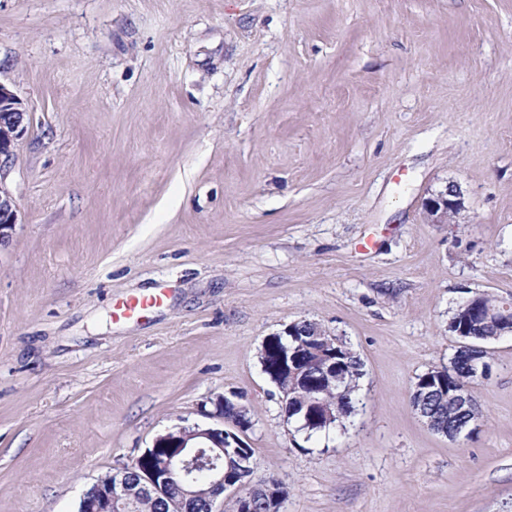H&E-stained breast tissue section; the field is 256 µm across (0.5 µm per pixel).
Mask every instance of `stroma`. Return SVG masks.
I'll return each mask as SVG.
<instances>
[{"mask_svg":"<svg viewBox=\"0 0 512 512\" xmlns=\"http://www.w3.org/2000/svg\"><path fill=\"white\" fill-rule=\"evenodd\" d=\"M0 83L29 116L0 512H77L230 392L282 512H512V337L471 437L409 402L462 299L512 298V0H0ZM449 185L463 210L429 223ZM301 319L364 364L354 426L312 440L258 359Z\"/></svg>","mask_w":512,"mask_h":512,"instance_id":"obj_1","label":"stroma"}]
</instances>
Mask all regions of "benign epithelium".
I'll return each mask as SVG.
<instances>
[{"label": "benign epithelium", "mask_w": 512, "mask_h": 512, "mask_svg": "<svg viewBox=\"0 0 512 512\" xmlns=\"http://www.w3.org/2000/svg\"><path fill=\"white\" fill-rule=\"evenodd\" d=\"M28 130V109L23 99L11 90L0 84V246H7L16 231L18 214L17 203L12 192L7 188L4 176L15 161V143L21 139ZM428 220L433 224H448L452 216L463 208V201L457 188L447 186L428 197L423 203ZM455 332L458 336L472 334L470 325L477 322H495L498 333L492 339L498 340L512 335V303L500 298L494 300L489 293L474 296L456 311ZM296 323L288 324L281 332L264 340L262 347L274 343L277 345V369L281 376L293 378V385L288 389H279L281 400L290 403V411L298 412L303 407H314L325 414L329 413V406L310 397V392L302 386L298 374L301 369V357H306L308 365L320 371V377L327 385H332L340 379L336 364L329 362L330 356L320 348L325 342L327 332L320 324L312 321L307 323L304 335L308 341L298 346L288 344V337L295 335ZM474 352L470 372L472 380L467 383L450 386V395L456 406L467 412L472 409L474 400V383L488 377L490 364L483 360L480 351L483 347L466 345ZM226 398L216 403L215 412L209 414L213 423L190 427H172L158 434L150 449L144 451L136 460L139 481L137 488H132L124 480L125 468L112 472V483L101 490L99 499L84 501L83 512H108V509L121 507L129 502L130 498L149 495L155 499L166 496L167 488L174 481L182 482L186 487V495L194 496L192 491L193 478L191 474L194 467L202 465L209 470L210 485L213 495L210 505L229 492L236 500L247 504L243 512H251L248 506L252 501L246 498L244 487L228 477L224 470V449L241 448L243 443L240 437L226 430L228 418L225 415ZM478 420L469 415L455 424L450 430H443L441 434L450 440H457L470 436L477 428ZM160 448L166 449L163 462L155 464L149 458Z\"/></svg>", "instance_id": "benign-epithelium-1"}]
</instances>
